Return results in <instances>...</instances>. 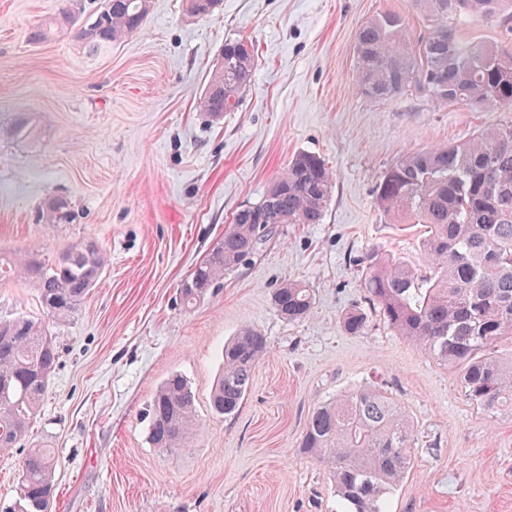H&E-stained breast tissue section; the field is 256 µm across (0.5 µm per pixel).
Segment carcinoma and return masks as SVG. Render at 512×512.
Segmentation results:
<instances>
[{
	"instance_id": "cac0c4a2",
	"label": "carcinoma",
	"mask_w": 512,
	"mask_h": 512,
	"mask_svg": "<svg viewBox=\"0 0 512 512\" xmlns=\"http://www.w3.org/2000/svg\"><path fill=\"white\" fill-rule=\"evenodd\" d=\"M223 0H186L189 12L208 16ZM425 34L411 40L403 17L377 14L357 32V90L390 101L417 87L432 98L512 108V52L463 41L461 17L493 22L512 35V0H412ZM151 0H102L90 19L79 22L68 9L30 29L39 44L76 30L89 50L109 47L140 32ZM254 73L252 51L227 40L220 62L199 98L214 118L235 110ZM334 186L333 171L315 153L301 152L256 203L241 206L208 253L179 288L190 309L228 271L259 253L274 224H320ZM376 200L397 224L425 227L422 273L371 248L365 257L368 300L387 326L440 361L459 377L465 396L485 413L512 414V126L487 127L464 142L401 156L376 184ZM107 259L96 244L79 242L48 265L34 252L0 253L8 268L37 288L42 307L55 322L69 319L100 280ZM276 311L290 321L313 313L310 289L286 283L273 294ZM347 333L366 327V316L349 312ZM267 338L245 326L224 347L223 367L210 406L218 416L236 413L249 391ZM58 363L56 338L48 326L23 316L0 319V449L16 447L28 432L48 392ZM148 439L163 451L184 446L197 425L195 397L180 374L169 375L147 408ZM413 428L401 406L383 388L364 385L316 407L305 423L303 453L325 464L345 512H385L384 495L396 488L414 463ZM55 457L49 448L26 453L17 499L6 512H49L55 493Z\"/></svg>"
}]
</instances>
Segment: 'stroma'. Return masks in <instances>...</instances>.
Returning <instances> with one entry per match:
<instances>
[{"label":"stroma","instance_id":"1","mask_svg":"<svg viewBox=\"0 0 512 512\" xmlns=\"http://www.w3.org/2000/svg\"><path fill=\"white\" fill-rule=\"evenodd\" d=\"M99 0H0V252L46 261L80 241L108 265L70 320L51 325L59 361L23 445L0 450V505L12 502L27 449H54L51 512H343L328 468L300 450L321 403L368 383L395 396L414 427L415 461L386 512H512V415L491 416L454 374L395 335L367 299L370 248L427 269L424 229L378 208L375 185L407 153L512 124L409 88L385 102L353 84L356 36L373 15L423 23L410 0H224L213 15L152 0L135 36L90 54L73 38L34 44L37 23ZM252 45L255 71L238 107L213 119L198 101L226 40ZM36 127L11 136L18 116ZM335 173L319 224H280L263 250L190 310L178 287L298 153ZM66 203L65 224L45 220ZM296 281L312 315L282 318L273 293ZM364 310L366 330L345 315ZM47 321L36 288L0 279V318ZM246 324L266 336L251 389L232 416L210 396L224 345ZM181 373L198 428L166 453L143 412Z\"/></svg>","mask_w":512,"mask_h":512}]
</instances>
